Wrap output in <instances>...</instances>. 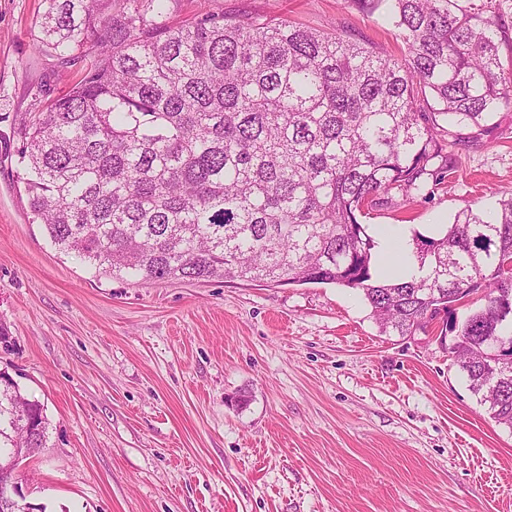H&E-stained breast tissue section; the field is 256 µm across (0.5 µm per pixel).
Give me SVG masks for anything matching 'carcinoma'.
Wrapping results in <instances>:
<instances>
[{
  "label": "carcinoma",
  "mask_w": 512,
  "mask_h": 512,
  "mask_svg": "<svg viewBox=\"0 0 512 512\" xmlns=\"http://www.w3.org/2000/svg\"><path fill=\"white\" fill-rule=\"evenodd\" d=\"M39 43L98 52L79 82L18 127L31 223L99 275L358 290L384 332L436 323L496 422L512 428V197L413 236L425 274L378 283L363 223L392 194L459 176L453 148L512 109V38L493 0H348L386 19L395 58L346 33L206 11L177 24L96 0H45ZM463 288L487 301L461 318ZM28 420L27 433L15 421ZM44 405L0 374V484L16 448H43Z\"/></svg>",
  "instance_id": "obj_1"
}]
</instances>
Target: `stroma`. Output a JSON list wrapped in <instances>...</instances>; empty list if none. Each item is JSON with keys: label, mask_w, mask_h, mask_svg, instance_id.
<instances>
[{"label": "stroma", "mask_w": 512, "mask_h": 512, "mask_svg": "<svg viewBox=\"0 0 512 512\" xmlns=\"http://www.w3.org/2000/svg\"><path fill=\"white\" fill-rule=\"evenodd\" d=\"M45 0H0V324L8 370L45 407L23 460L46 512H512V429L491 418L435 334L382 332L359 291L94 276L30 223L16 130L81 76L38 47ZM349 32L404 51L344 0H169ZM453 183L373 211L436 235L465 205L512 196V110L460 149ZM248 395L239 405V395Z\"/></svg>", "instance_id": "obj_1"}]
</instances>
